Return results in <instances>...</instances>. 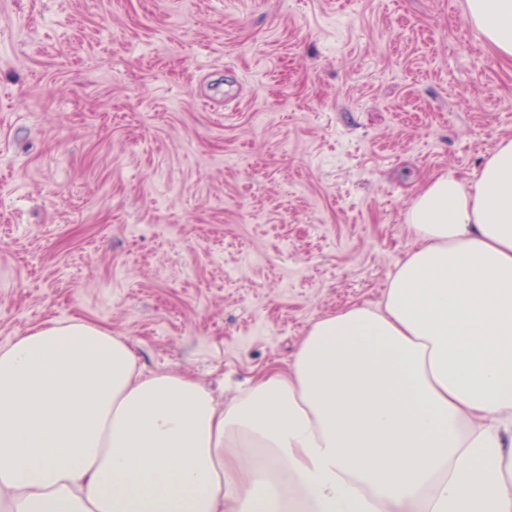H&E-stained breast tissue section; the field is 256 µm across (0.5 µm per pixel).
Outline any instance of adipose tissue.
I'll list each match as a JSON object with an SVG mask.
<instances>
[{"instance_id":"obj_1","label":"adipose tissue","mask_w":512,"mask_h":512,"mask_svg":"<svg viewBox=\"0 0 512 512\" xmlns=\"http://www.w3.org/2000/svg\"><path fill=\"white\" fill-rule=\"evenodd\" d=\"M464 17L512 58V0ZM380 306L227 401L55 321L0 348V512H512V138L427 179Z\"/></svg>"}]
</instances>
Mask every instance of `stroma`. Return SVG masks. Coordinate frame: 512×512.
Wrapping results in <instances>:
<instances>
[{"mask_svg": "<svg viewBox=\"0 0 512 512\" xmlns=\"http://www.w3.org/2000/svg\"><path fill=\"white\" fill-rule=\"evenodd\" d=\"M464 0H0V347L52 320L229 399L379 305L512 137Z\"/></svg>", "mask_w": 512, "mask_h": 512, "instance_id": "stroma-1", "label": "stroma"}]
</instances>
